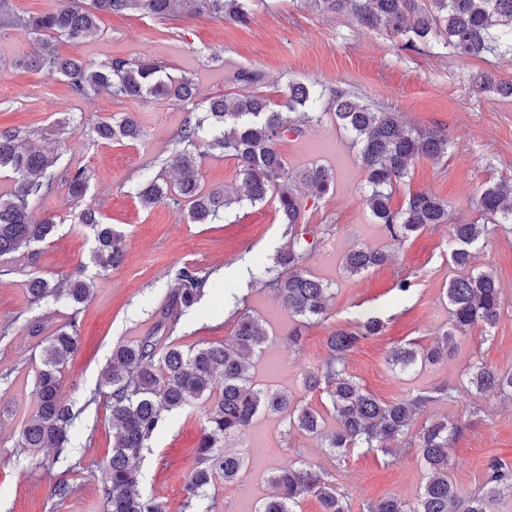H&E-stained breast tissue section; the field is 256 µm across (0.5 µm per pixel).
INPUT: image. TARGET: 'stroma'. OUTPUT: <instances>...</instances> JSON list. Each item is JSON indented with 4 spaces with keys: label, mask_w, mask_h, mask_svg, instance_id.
<instances>
[{
    "label": "stroma",
    "mask_w": 512,
    "mask_h": 512,
    "mask_svg": "<svg viewBox=\"0 0 512 512\" xmlns=\"http://www.w3.org/2000/svg\"><path fill=\"white\" fill-rule=\"evenodd\" d=\"M37 46L35 36L0 26V129L28 132L39 147L58 155L60 169L87 171V199L122 232L125 259L115 269L92 275V295L78 315L81 345L62 375L63 393L79 425L66 450L75 465L69 473L35 457L28 469L17 467L19 433L35 411L33 389L43 340L70 315L68 308L50 301L31 304L25 282L33 276L58 280L90 261L92 238L86 228L73 224L74 206L64 188L53 189L35 210L36 218L57 221L53 239L38 245L35 256L17 253L8 274L0 275V324H13L10 335L0 337V512H105L102 471L112 447V427L104 403L92 401L91 395L113 347L152 329L176 273L186 265L207 272L213 287L182 313L177 332L181 345L223 342L235 325L232 298L245 297L247 312L270 335L256 364L270 371L266 386L322 413L327 399L304 390L303 372L327 359L326 339L332 331L361 315H378L385 322L382 334L349 353L347 371L384 401L442 384L453 389L454 400L429 403L420 419H445L460 427L448 474L463 493L484 489L487 458L512 467V401L471 392L466 378L469 365L479 362L512 371V233L489 226L484 246L475 251V265L493 272L502 291L497 324L488 331L479 326L468 330L456 354L440 364L402 372L386 362L393 346L430 345L447 324L444 291L456 274L448 262L452 227L483 223L477 195L489 184L512 180V100L485 93L477 83L487 72L512 80V57L463 60L426 45L402 49L385 32L361 27L348 15L320 13L310 0H256L245 27L207 14L149 18L104 13L98 36L78 45L58 42L61 54L96 63L148 56L171 73H192L203 99L240 92V85L230 81L240 69L254 72V91L277 103L284 101L292 81L337 85L399 113L411 127L447 135V156L417 160L390 205L401 209L409 193L424 191L447 201L449 223L415 234L392 261L359 275L345 270V255L358 245L386 249L389 240L363 203L365 172L357 147L331 115L302 135L279 142L290 171L323 165L335 175L326 195L306 197L302 216L321 237L305 268L331 284L333 297L325 317L307 325L300 348L292 352L282 340L291 323L287 311L271 291L249 284V270L270 262L286 243L274 204L246 202L214 224L187 223L164 204L144 208L131 188L147 165H161L169 155L186 110L149 99L77 97L61 78L15 67L16 59L31 55ZM125 113L139 120L140 142L95 139L91 128L98 118ZM64 118L70 121L69 132L60 137L55 123ZM197 151L204 187H240L234 159L212 153L203 139ZM242 263L248 267L244 275L237 272ZM403 278L412 287L401 295L394 284ZM205 410L199 400L169 414L144 455L138 490L146 497L160 496L167 512H183ZM245 438L265 453L247 459L237 481L215 478L207 500L211 512H238L240 500L254 494L255 472L269 475L299 458L333 474L352 512H363L366 502L388 495L415 504L425 481L418 451L406 443L398 444L392 456L357 451L339 459L316 439L267 413L255 418ZM62 479L74 486L64 499L53 492Z\"/></svg>",
    "instance_id": "1"
}]
</instances>
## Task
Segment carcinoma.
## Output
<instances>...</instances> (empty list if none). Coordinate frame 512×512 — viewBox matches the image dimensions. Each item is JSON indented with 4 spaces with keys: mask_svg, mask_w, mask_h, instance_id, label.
Listing matches in <instances>:
<instances>
[{
    "mask_svg": "<svg viewBox=\"0 0 512 512\" xmlns=\"http://www.w3.org/2000/svg\"><path fill=\"white\" fill-rule=\"evenodd\" d=\"M323 13L346 14L368 29L383 30L403 41L402 48L440 44L462 59L487 55L512 56V0H311ZM253 0H57L55 8L38 15L18 17L0 0V21L39 36L40 47L28 60L17 61L49 76L64 78L80 98L103 91L115 98H143L180 102L189 106L166 165L145 176L134 194L145 208L167 203L187 215L192 224H212L221 214L242 200L250 204L275 201L286 244L277 250L270 264L251 273L250 282L271 290L288 314L302 324L321 319L330 300L329 284L304 270L307 255L318 243L317 232L301 223L304 200L295 180L321 195L330 190L331 173L312 166L297 176L277 149L278 142L304 128L320 124L326 113L316 111L326 97L335 106L336 123L359 147V159L366 173L363 200L376 222L399 246L411 235L438 224L448 223L447 202L428 193L409 194L406 205L393 210V190L408 178L412 162L420 158L440 159L448 154V136L420 133L403 124L399 115L372 104H364L340 87H317L302 82L288 83V97L278 104L255 92L225 94L208 100L202 114L196 113V82L192 74L173 75L158 62L114 58L94 64L80 58L59 55L55 40L82 43L98 31L99 14L132 12L147 17H165L176 8L188 15L206 13L216 18L247 25ZM479 87L502 98H512V81H498L486 74ZM213 133L212 146L236 160L238 176L246 190L239 195L226 188L206 189L195 152L204 126ZM102 142H136L143 136L138 121L126 114L98 119L93 127ZM11 182L0 192V264L7 256L26 250L53 237L54 220H37V204L64 182L68 194L80 204L74 223L92 232L91 262L102 271L115 268L124 257L123 235L102 221L101 214L84 203L90 177L78 167L58 171V157L26 147L19 131L0 130V179ZM477 208L496 224L512 223V181L486 186ZM483 224L453 225L455 248L449 263L461 274L446 289L448 324L427 347L415 342L396 346L387 362L402 371L436 364L448 359L458 347L461 335L475 326H495L501 311L500 288L492 272L472 265L475 245L483 237ZM391 253L358 248L348 252L344 267L351 275L367 272L387 263ZM208 276L193 266L179 269L165 307L152 331L112 349V361L98 384L112 422V453L103 471L106 512H166L158 498H144L136 491L140 481L143 452L166 415L203 397L211 400L197 444L196 468L187 484L184 507L205 494L215 475L224 482L237 479L246 457L228 450L241 440L261 412L279 414L288 427L318 438L321 446L341 458L355 449L362 453L393 452L391 442L411 438L426 469L425 482L416 506L396 496H387L366 506V512H490L489 503L498 495L512 496V469L496 458L486 464L491 494H462L448 477L451 440L458 427L446 420L415 426L416 417L432 401L451 396L441 385L429 393L408 394L385 402L364 391L345 366L347 354L370 337L382 333L385 324L366 316L350 327H340L327 338L330 356L322 368L304 376V386L325 392L335 426L328 430L321 414L307 404H298L287 393L262 388L254 383V359L269 340L262 323L246 312H237L235 327L219 344L188 348L172 339L180 313L193 307L203 296ZM31 303L52 300L73 309L91 296L92 288L84 268L60 282L34 276L26 283ZM76 318L56 329L42 350L34 395L36 411L20 431L17 445L23 450L54 449L51 463L59 462L69 442L76 416L61 390L62 369L79 346ZM223 380L217 398L213 382ZM469 387L478 394H497L512 400V372L474 363L467 373ZM275 488L256 512H297L311 496L321 512H351L346 496L335 478L302 461L278 469L271 477Z\"/></svg>",
    "mask_w": 512,
    "mask_h": 512,
    "instance_id": "cac0c4a2",
    "label": "carcinoma"
}]
</instances>
